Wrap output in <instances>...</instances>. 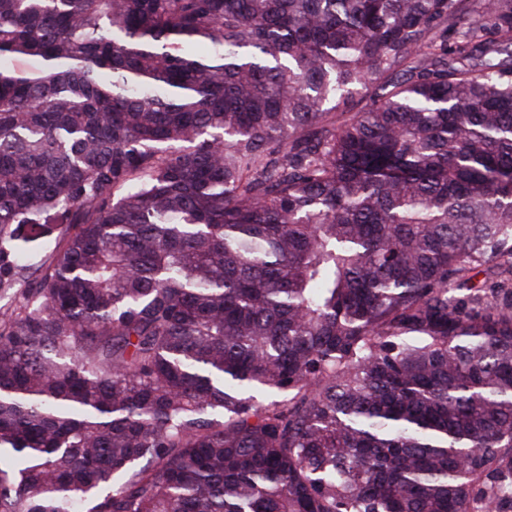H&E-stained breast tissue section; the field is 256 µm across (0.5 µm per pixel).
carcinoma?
I'll use <instances>...</instances> for the list:
<instances>
[{
  "instance_id": "obj_1",
  "label": "carcinoma",
  "mask_w": 512,
  "mask_h": 512,
  "mask_svg": "<svg viewBox=\"0 0 512 512\" xmlns=\"http://www.w3.org/2000/svg\"><path fill=\"white\" fill-rule=\"evenodd\" d=\"M0 288V512H512V0H0Z\"/></svg>"
}]
</instances>
